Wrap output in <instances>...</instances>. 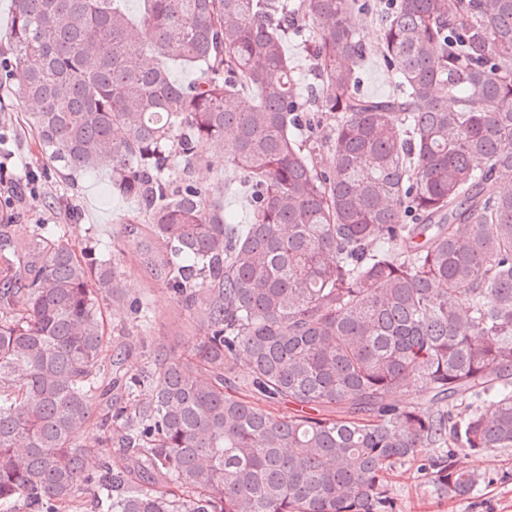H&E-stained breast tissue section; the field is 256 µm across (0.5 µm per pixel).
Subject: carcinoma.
Here are the masks:
<instances>
[{
    "label": "carcinoma",
    "instance_id": "1",
    "mask_svg": "<svg viewBox=\"0 0 512 512\" xmlns=\"http://www.w3.org/2000/svg\"><path fill=\"white\" fill-rule=\"evenodd\" d=\"M120 2L17 0L4 71L58 171L108 167L137 199L143 259L202 337L103 384L119 252L18 239L1 202L0 503L395 512L390 475L424 448L430 482L474 495L486 475L456 458L512 448V0H144L138 23ZM371 52L398 96L360 94ZM218 150L252 195L244 234L195 176ZM93 417L114 453L90 472ZM284 49L299 78V92L302 96H307L308 88L313 82V76L311 74V60L305 46L298 39L288 38V41L284 43Z\"/></svg>",
    "mask_w": 512,
    "mask_h": 512
}]
</instances>
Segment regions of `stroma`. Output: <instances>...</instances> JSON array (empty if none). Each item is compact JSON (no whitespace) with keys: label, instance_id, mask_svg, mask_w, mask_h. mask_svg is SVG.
Wrapping results in <instances>:
<instances>
[{"label":"stroma","instance_id":"obj_1","mask_svg":"<svg viewBox=\"0 0 512 512\" xmlns=\"http://www.w3.org/2000/svg\"><path fill=\"white\" fill-rule=\"evenodd\" d=\"M359 76L360 89L369 97L389 98L398 91L396 79L386 71L378 55L365 57ZM0 151L11 156L8 175L12 180H20L31 170L44 175L38 194L18 203L12 235L25 237L35 224L57 225L76 248L104 246L120 251L118 272L125 296L105 301L101 307L108 361H121L123 369L131 371L145 359L127 305L131 297L143 301L149 312L152 347L179 355L191 353L202 331L196 319L171 298L152 268L143 262L144 237L128 222L138 203L113 193L109 170L58 173L36 146L24 105L12 98L6 86L0 88ZM197 177L223 187L225 213L234 219L238 230H245L250 222L249 195L236 183L223 153H212L210 166L200 169ZM457 462L459 466L486 472L487 478L476 495L464 500L448 499L426 482L417 463L411 462L391 478L396 512H512V449L483 457L461 456Z\"/></svg>","mask_w":512,"mask_h":512}]
</instances>
